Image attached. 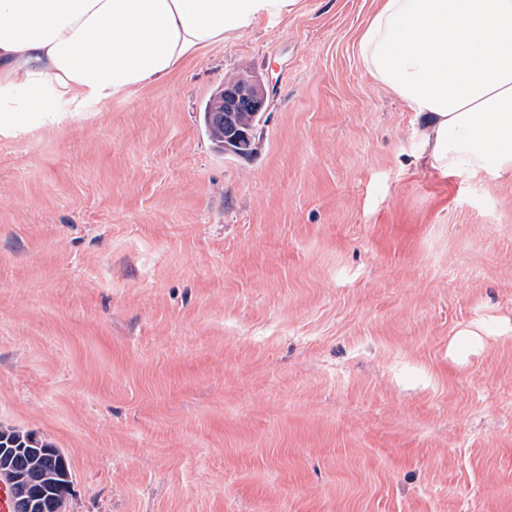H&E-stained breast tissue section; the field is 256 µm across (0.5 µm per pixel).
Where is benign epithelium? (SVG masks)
Here are the masks:
<instances>
[{
	"label": "benign epithelium",
	"mask_w": 512,
	"mask_h": 512,
	"mask_svg": "<svg viewBox=\"0 0 512 512\" xmlns=\"http://www.w3.org/2000/svg\"><path fill=\"white\" fill-rule=\"evenodd\" d=\"M217 98L221 100V107L213 112L212 120L224 128V139L238 144L251 141V135L242 128L236 113L263 111L266 91L261 82L239 74L219 87ZM0 482L10 489L13 512H42L46 508L44 478L0 464Z\"/></svg>",
	"instance_id": "benign-epithelium-1"
}]
</instances>
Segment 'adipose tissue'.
Here are the masks:
<instances>
[{
  "label": "adipose tissue",
  "mask_w": 512,
  "mask_h": 512,
  "mask_svg": "<svg viewBox=\"0 0 512 512\" xmlns=\"http://www.w3.org/2000/svg\"><path fill=\"white\" fill-rule=\"evenodd\" d=\"M299 0H0V131L93 112ZM366 73L426 126L431 167L512 176V0H382Z\"/></svg>",
  "instance_id": "adipose-tissue-1"
}]
</instances>
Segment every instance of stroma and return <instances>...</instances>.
<instances>
[{"label":"stroma","instance_id":"stroma-1","mask_svg":"<svg viewBox=\"0 0 512 512\" xmlns=\"http://www.w3.org/2000/svg\"><path fill=\"white\" fill-rule=\"evenodd\" d=\"M378 4L0 135V425L65 453V512H512V178L420 159ZM238 73L248 157L201 118Z\"/></svg>","mask_w":512,"mask_h":512}]
</instances>
